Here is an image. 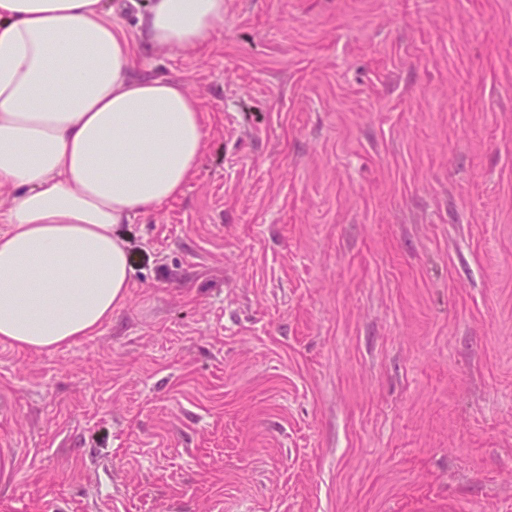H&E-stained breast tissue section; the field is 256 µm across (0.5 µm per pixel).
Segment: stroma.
I'll return each mask as SVG.
<instances>
[{
	"instance_id": "obj_1",
	"label": "stroma",
	"mask_w": 512,
	"mask_h": 512,
	"mask_svg": "<svg viewBox=\"0 0 512 512\" xmlns=\"http://www.w3.org/2000/svg\"><path fill=\"white\" fill-rule=\"evenodd\" d=\"M137 11L204 158L96 335L0 340V512H512V0ZM138 14V35L148 47L185 51L208 44L224 22L225 0H149Z\"/></svg>"
}]
</instances>
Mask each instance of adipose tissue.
I'll use <instances>...</instances> for the list:
<instances>
[{"label": "adipose tissue", "instance_id": "adipose-tissue-1", "mask_svg": "<svg viewBox=\"0 0 512 512\" xmlns=\"http://www.w3.org/2000/svg\"><path fill=\"white\" fill-rule=\"evenodd\" d=\"M116 0H0V340L50 350L126 301L120 225L180 196L206 131L184 82L139 75ZM224 0H149L146 46L208 44Z\"/></svg>", "mask_w": 512, "mask_h": 512}]
</instances>
